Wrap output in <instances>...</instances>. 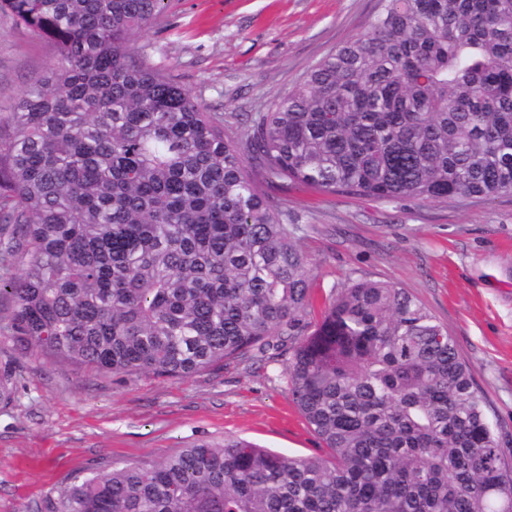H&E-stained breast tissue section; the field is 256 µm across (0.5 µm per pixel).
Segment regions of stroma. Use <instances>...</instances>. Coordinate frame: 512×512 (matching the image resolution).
<instances>
[{
  "instance_id": "35a3bbf8",
  "label": "stroma",
  "mask_w": 512,
  "mask_h": 512,
  "mask_svg": "<svg viewBox=\"0 0 512 512\" xmlns=\"http://www.w3.org/2000/svg\"><path fill=\"white\" fill-rule=\"evenodd\" d=\"M378 0H164L130 54L163 68L236 137L238 115L266 111L336 45L364 33ZM53 47L0 12V113ZM309 262L317 305L349 281L392 282L448 329L488 417L512 448V193L491 200L379 201L259 183ZM286 354L213 364L185 379L75 372L19 355L0 334L16 396L0 406V512H52L91 469L150 463L200 439L234 437L290 457L323 455L277 374Z\"/></svg>"
}]
</instances>
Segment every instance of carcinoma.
Returning <instances> with one entry per match:
<instances>
[{
	"mask_svg": "<svg viewBox=\"0 0 512 512\" xmlns=\"http://www.w3.org/2000/svg\"><path fill=\"white\" fill-rule=\"evenodd\" d=\"M163 0H0L54 59L0 116V254L15 349L79 371L186 378L288 353L326 449L240 438L95 471L53 512H512L470 366L403 288L358 279L312 326L300 225L256 179L382 201L512 193V0H379L235 140L131 36ZM0 369V403L15 394Z\"/></svg>",
	"mask_w": 512,
	"mask_h": 512,
	"instance_id": "cac0c4a2",
	"label": "carcinoma"
}]
</instances>
